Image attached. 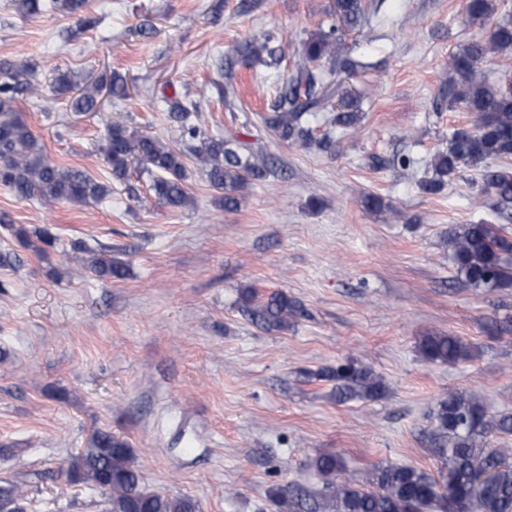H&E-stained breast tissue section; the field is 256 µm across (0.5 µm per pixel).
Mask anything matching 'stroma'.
Wrapping results in <instances>:
<instances>
[{"instance_id":"35a3bbf8","label":"stroma","mask_w":512,"mask_h":512,"mask_svg":"<svg viewBox=\"0 0 512 512\" xmlns=\"http://www.w3.org/2000/svg\"><path fill=\"white\" fill-rule=\"evenodd\" d=\"M464 3L366 0L363 29L343 39L356 71L318 69L361 96L360 123L332 133L329 109H311L306 146L279 141L260 116L299 65L300 41L331 22L333 0H83L32 17L0 0V58L36 65L15 107L53 160L107 176L101 119L67 110L52 89L69 70L126 77L130 98L105 113L174 147L163 98L206 88L205 134L248 143L276 168L242 188L232 212L193 164L194 203L179 211L158 205L143 177L78 208L0 185V215L59 238L44 260L0 226V481L28 480L24 512H108L105 495L60 474L100 428L127 444L151 489L192 497L200 512H271L269 488L319 487L310 462L323 452L359 475L389 463L436 473L429 414L445 391L512 412V285L469 286L449 257V228L490 214L474 203L479 171L461 168L436 194L419 185L471 120L447 97L448 56L479 33L458 24ZM83 16L101 23L79 30ZM145 22L148 38L137 32ZM269 32L285 49L279 67L239 64L225 81L216 60ZM398 154L415 166H392ZM367 193L386 210H364ZM74 241L120 249L128 276L96 279L80 252L60 263ZM247 288L286 292L302 313L261 328L242 311ZM431 333L461 338L472 357L424 361L418 345ZM344 360L370 366L386 395L337 401L316 373ZM230 485L237 495H225Z\"/></svg>"}]
</instances>
